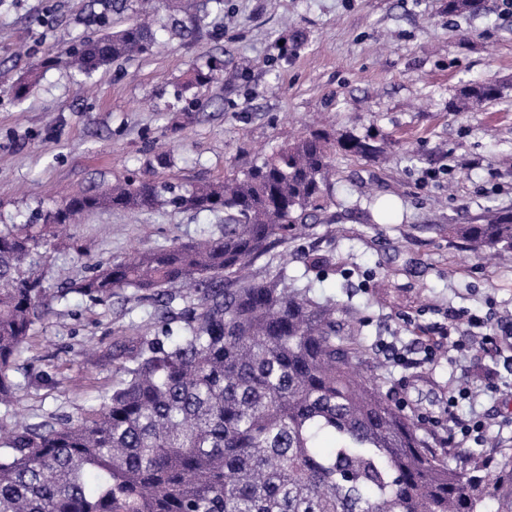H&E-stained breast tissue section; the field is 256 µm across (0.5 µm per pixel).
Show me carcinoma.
I'll return each mask as SVG.
<instances>
[{"instance_id": "cac0c4a2", "label": "carcinoma", "mask_w": 512, "mask_h": 512, "mask_svg": "<svg viewBox=\"0 0 512 512\" xmlns=\"http://www.w3.org/2000/svg\"><path fill=\"white\" fill-rule=\"evenodd\" d=\"M206 9L189 3L164 22L143 9L145 19L69 57L90 74L148 55L157 28L193 36ZM482 10L484 0H448L450 16ZM499 95L491 83L460 91L465 104ZM338 151L367 157L377 146L311 133L224 184L129 178L70 197L41 224L0 225V405L8 407L16 360L50 312L38 265L57 226L103 208L224 211L218 238L95 266L75 284L91 301L131 288L158 302L161 330L131 340L120 354L125 378L80 417L0 424V512H483L489 501L512 512V458L451 466L377 376L356 371L362 346L340 328L336 304L312 296L286 262L255 267L322 210ZM449 231L476 252L512 254V211ZM323 434L335 442L328 452Z\"/></svg>"}]
</instances>
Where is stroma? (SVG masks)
Instances as JSON below:
<instances>
[{
    "label": "stroma",
    "mask_w": 512,
    "mask_h": 512,
    "mask_svg": "<svg viewBox=\"0 0 512 512\" xmlns=\"http://www.w3.org/2000/svg\"><path fill=\"white\" fill-rule=\"evenodd\" d=\"M131 16L112 0H0V69L14 80L38 72L21 100L0 84V225L133 173L220 182L316 128L366 139L380 153L335 155L326 205L289 241L288 270L336 303L365 351L362 371H376L432 447L453 411L488 428L486 445L456 449L458 464L512 455V373L499 356L512 348L500 327L512 322V260H484L448 233L512 210V13L502 0H485L476 16L449 15L447 0H226L206 33L160 36L152 54L92 76L63 63L38 68ZM297 32L304 42L294 49ZM210 62L223 77L187 86L190 70ZM475 82L504 92L452 112ZM223 232L220 211L81 216L40 268L68 293L34 325L14 405L0 418L79 417L122 379L121 341L158 326L156 305L132 292L93 302L72 291L90 266ZM311 252L332 267L306 270ZM465 314L492 316L495 344L474 343ZM443 335L450 345L426 359V339Z\"/></svg>",
    "instance_id": "stroma-1"
}]
</instances>
